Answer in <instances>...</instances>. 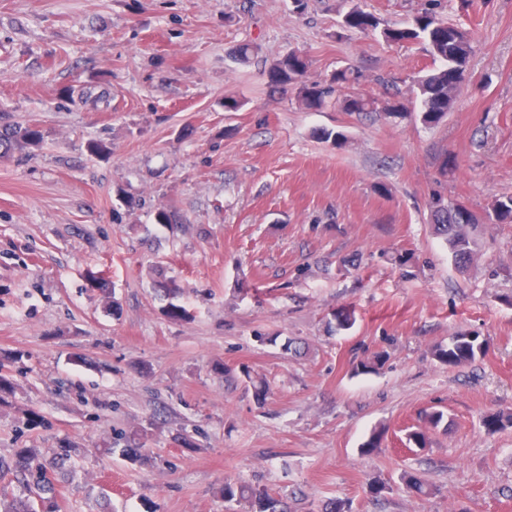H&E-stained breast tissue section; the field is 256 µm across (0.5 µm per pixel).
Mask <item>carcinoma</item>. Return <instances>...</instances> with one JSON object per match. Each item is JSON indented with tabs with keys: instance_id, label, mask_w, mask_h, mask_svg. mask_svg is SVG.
Instances as JSON below:
<instances>
[{
	"instance_id": "1",
	"label": "carcinoma",
	"mask_w": 512,
	"mask_h": 512,
	"mask_svg": "<svg viewBox=\"0 0 512 512\" xmlns=\"http://www.w3.org/2000/svg\"><path fill=\"white\" fill-rule=\"evenodd\" d=\"M380 22L371 13L352 7L342 15L341 26L361 33L379 32L381 39L389 44L414 42L423 45L433 61L439 66L426 75L413 80L411 98L407 99L397 90L385 103L360 92L347 93L341 97L336 93L359 81V74L343 68L322 80H308L310 61L299 52H288L272 61L267 70V86L273 91L288 92L298 89V100L303 109L318 112L334 103L342 112L375 114L387 118H399L409 109V104L419 106L421 120L425 125L442 122L453 108L457 92L464 81L469 58L472 53L471 32L461 26L450 24L436 14L425 11L412 23L402 28H379ZM37 141V132L27 126L0 125V154L22 150ZM430 217L436 233L443 237L454 260L462 267L473 263L477 255L475 233L481 220L491 224H512V194L503 195L493 201L479 217L464 205L446 201L441 196L429 203ZM485 345L476 336L455 335L446 345H438L433 356L443 365L458 367L474 361L484 353ZM426 426L412 430L407 435L408 443L424 448L429 441V431L438 428L444 421L439 410L424 413ZM483 427L490 433L512 427V412L499 411L486 415ZM70 449L65 447L48 460L36 448H16L10 458L0 457V477L13 475L23 494L11 498L0 491V512H52L51 504L60 493L61 469L70 460ZM224 499L227 501H249L251 512H280L278 500L240 483L224 484Z\"/></svg>"
}]
</instances>
